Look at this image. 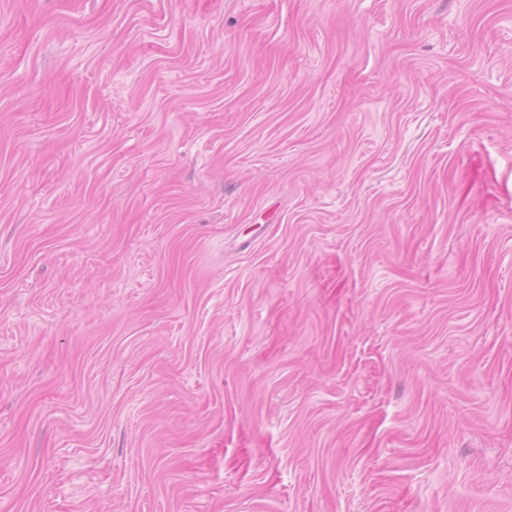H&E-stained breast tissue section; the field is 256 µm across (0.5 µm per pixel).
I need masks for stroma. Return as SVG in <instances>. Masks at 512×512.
<instances>
[{
  "label": "stroma",
  "mask_w": 512,
  "mask_h": 512,
  "mask_svg": "<svg viewBox=\"0 0 512 512\" xmlns=\"http://www.w3.org/2000/svg\"><path fill=\"white\" fill-rule=\"evenodd\" d=\"M0 512H512V0H0Z\"/></svg>",
  "instance_id": "35a3bbf8"
}]
</instances>
